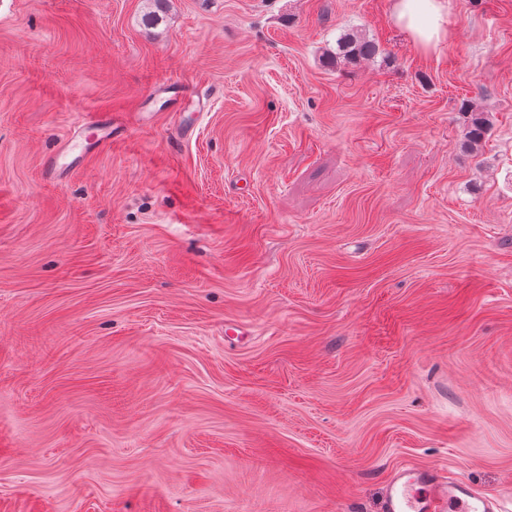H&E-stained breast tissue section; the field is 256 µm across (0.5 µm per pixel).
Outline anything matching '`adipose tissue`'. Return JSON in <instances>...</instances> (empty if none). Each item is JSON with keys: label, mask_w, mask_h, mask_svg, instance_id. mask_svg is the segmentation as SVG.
Wrapping results in <instances>:
<instances>
[{"label": "adipose tissue", "mask_w": 512, "mask_h": 512, "mask_svg": "<svg viewBox=\"0 0 512 512\" xmlns=\"http://www.w3.org/2000/svg\"><path fill=\"white\" fill-rule=\"evenodd\" d=\"M448 0H393L392 16L396 24L425 50L445 42Z\"/></svg>", "instance_id": "obj_1"}]
</instances>
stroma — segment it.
I'll return each mask as SVG.
<instances>
[{"label": "stroma", "instance_id": "obj_1", "mask_svg": "<svg viewBox=\"0 0 512 512\" xmlns=\"http://www.w3.org/2000/svg\"><path fill=\"white\" fill-rule=\"evenodd\" d=\"M448 30L0 0V512H382L403 462L512 512V0ZM380 53V46L377 42L369 40L361 34L348 33L338 41L336 56L332 55L331 60L338 65H353L362 60L374 58ZM463 114L467 115V140L472 147L478 146L491 125L489 114L474 103H466ZM115 128L107 120L93 118L82 124L58 151L46 158L48 169H76L88 154L99 151L115 139ZM71 157L69 163L61 161Z\"/></svg>", "mask_w": 512, "mask_h": 512}]
</instances>
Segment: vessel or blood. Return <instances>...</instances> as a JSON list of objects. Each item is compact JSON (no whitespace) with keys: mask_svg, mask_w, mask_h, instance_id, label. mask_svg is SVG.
I'll return each instance as SVG.
<instances>
[{"mask_svg":"<svg viewBox=\"0 0 512 512\" xmlns=\"http://www.w3.org/2000/svg\"><path fill=\"white\" fill-rule=\"evenodd\" d=\"M111 122L91 119L82 124L58 151L45 161L47 168L62 164L77 168L88 154L114 140ZM384 512H500L498 500L472 491L458 481H444L425 467L402 469L389 482L384 496Z\"/></svg>","mask_w":512,"mask_h":512,"instance_id":"vessel-or-blood-1","label":"vessel or blood"}]
</instances>
